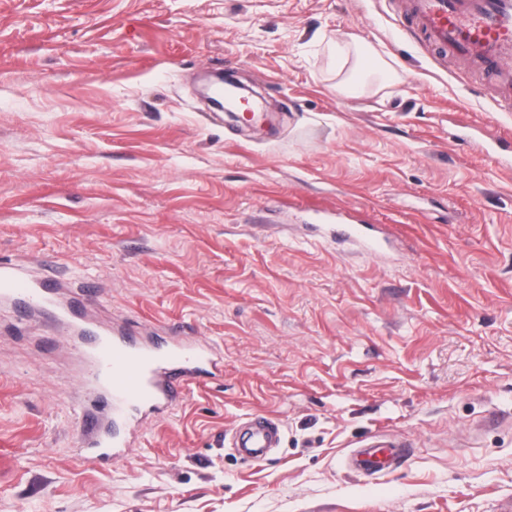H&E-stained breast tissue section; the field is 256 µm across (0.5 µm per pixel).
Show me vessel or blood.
Listing matches in <instances>:
<instances>
[{
  "label": "vessel or blood",
  "mask_w": 512,
  "mask_h": 512,
  "mask_svg": "<svg viewBox=\"0 0 512 512\" xmlns=\"http://www.w3.org/2000/svg\"><path fill=\"white\" fill-rule=\"evenodd\" d=\"M426 46L488 74L482 93L497 109L512 112V0H392ZM0 300L67 321L85 346V379L100 394L109 417L89 422L76 454L82 461L120 462L133 439L119 420L161 414L181 397L184 384L214 377L224 362L210 343L192 336H140L115 324L91 327L83 311L91 297L74 299L45 266L1 265ZM241 457L266 459L280 443L279 429L258 418L235 425L231 436ZM400 442L371 440L353 452L349 465L373 475L393 468L402 456Z\"/></svg>",
  "instance_id": "obj_1"
}]
</instances>
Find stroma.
Returning a JSON list of instances; mask_svg holds the SVG:
<instances>
[{"label":"stroma","instance_id":"35a3bbf8","mask_svg":"<svg viewBox=\"0 0 512 512\" xmlns=\"http://www.w3.org/2000/svg\"><path fill=\"white\" fill-rule=\"evenodd\" d=\"M386 0H0V263L224 359L84 463L79 345L0 307V512H496L512 499V112ZM363 44L391 68L341 88ZM224 74L273 117L201 98ZM384 228L369 253L329 232ZM254 415L282 448L247 465ZM383 435L386 475L346 458ZM232 431L233 447L244 460L252 463L264 461L271 448H278L280 443L278 427L266 418L237 424Z\"/></svg>","mask_w":512,"mask_h":512}]
</instances>
